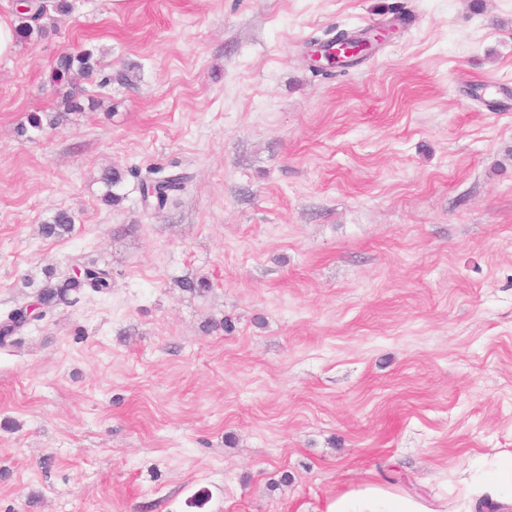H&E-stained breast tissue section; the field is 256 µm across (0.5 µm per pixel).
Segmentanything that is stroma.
I'll list each match as a JSON object with an SVG mask.
<instances>
[{
    "mask_svg": "<svg viewBox=\"0 0 512 512\" xmlns=\"http://www.w3.org/2000/svg\"><path fill=\"white\" fill-rule=\"evenodd\" d=\"M69 3L0 57V314L78 258L112 289L0 346V512H476L512 460V0ZM336 28L379 41L312 70ZM99 64V60L91 50H83L76 54L65 51L53 64L51 79L56 86L64 87L69 74L77 72L89 79L97 73ZM162 179L142 183L141 194L145 202L154 200L158 208H162L168 202L169 194L179 191L184 187L187 176L181 173L168 174ZM74 218L66 210H58L41 224L44 238L63 239L72 232ZM327 512H441L420 495L396 493L379 484L365 485L336 497Z\"/></svg>",
    "mask_w": 512,
    "mask_h": 512,
    "instance_id": "obj_1",
    "label": "stroma"
}]
</instances>
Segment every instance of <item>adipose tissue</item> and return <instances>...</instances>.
I'll use <instances>...</instances> for the list:
<instances>
[{
  "mask_svg": "<svg viewBox=\"0 0 512 512\" xmlns=\"http://www.w3.org/2000/svg\"><path fill=\"white\" fill-rule=\"evenodd\" d=\"M327 512H435L419 495L396 493L371 484L336 497Z\"/></svg>",
  "mask_w": 512,
  "mask_h": 512,
  "instance_id": "adipose-tissue-1",
  "label": "adipose tissue"
}]
</instances>
